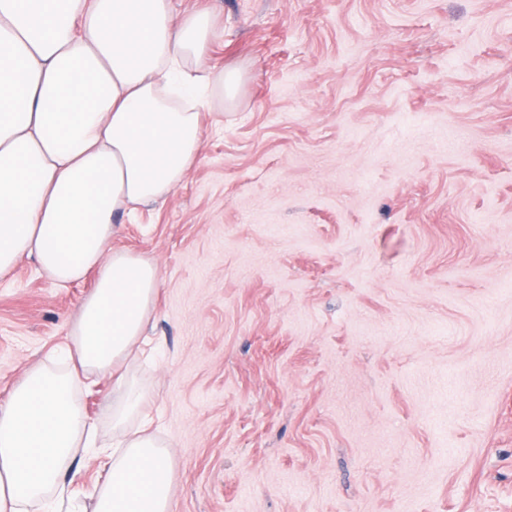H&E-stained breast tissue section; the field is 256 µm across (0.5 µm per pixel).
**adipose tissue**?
Here are the masks:
<instances>
[{
    "label": "adipose tissue",
    "mask_w": 512,
    "mask_h": 512,
    "mask_svg": "<svg viewBox=\"0 0 512 512\" xmlns=\"http://www.w3.org/2000/svg\"><path fill=\"white\" fill-rule=\"evenodd\" d=\"M214 12L173 0H0V275L36 258L55 282L98 276L61 361L0 410V512H53L94 434L82 376L113 374L143 335L158 273L114 249L116 219L166 199L200 160L202 110L234 97L214 71ZM172 452L141 430L112 452L95 512H171Z\"/></svg>",
    "instance_id": "adipose-tissue-1"
}]
</instances>
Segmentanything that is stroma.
<instances>
[{"label":"stroma","instance_id":"35a3bbf8","mask_svg":"<svg viewBox=\"0 0 512 512\" xmlns=\"http://www.w3.org/2000/svg\"><path fill=\"white\" fill-rule=\"evenodd\" d=\"M211 9L203 152L113 248L155 264L147 353L78 399L99 457L142 415L172 512H512V0H174ZM95 274L0 277V409Z\"/></svg>","mask_w":512,"mask_h":512}]
</instances>
